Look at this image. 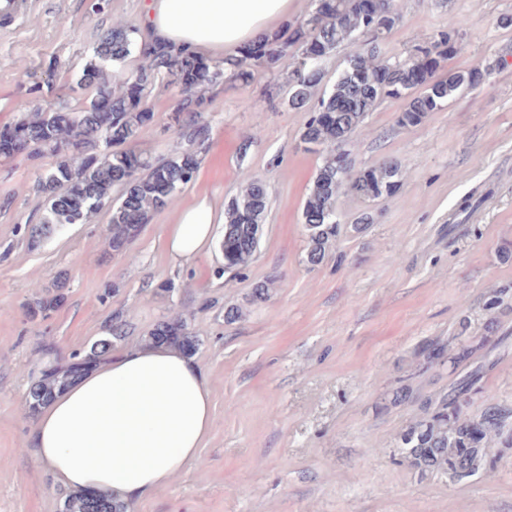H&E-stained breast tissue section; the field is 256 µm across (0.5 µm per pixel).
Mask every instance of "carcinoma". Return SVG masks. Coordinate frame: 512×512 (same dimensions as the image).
<instances>
[{"mask_svg": "<svg viewBox=\"0 0 512 512\" xmlns=\"http://www.w3.org/2000/svg\"><path fill=\"white\" fill-rule=\"evenodd\" d=\"M313 0V8L295 27L259 37L224 60L209 64L187 47H172L143 39L140 30L113 22L70 87L74 105L41 108L0 130V146L8 157L48 153L55 165L36 181L35 191L44 206L38 224L29 228L32 242L63 224H89L101 211L110 213L106 241L114 255L124 254L153 214L172 207L178 193L196 173L209 132V103L205 91L227 84L249 85L254 73L286 72L288 104L305 113L300 142L305 151L319 155L312 186L305 200L302 221L307 240L306 264L313 268L328 256L341 232L336 200L344 193L379 199L396 193L403 170L396 160L355 168L345 149L362 127L369 112L382 101L403 98L398 115L401 127H416L426 115L441 109L455 94L480 86L490 68L473 67L435 77L441 63L456 52L454 23L438 32L430 45L417 47L404 57L382 56L381 44L401 15L394 0H332L334 6ZM366 37L364 46L351 52L330 90L320 95L325 57L340 47ZM144 63L128 75L142 82L140 95L131 97L121 85H112V70L121 68L134 48ZM178 88L175 105L166 113L164 126L178 134L180 146L168 157L156 159L130 144L141 128L154 120L146 106L158 79ZM268 207L265 183L255 178L243 183L224 207L221 277L237 275L255 260L261 224ZM276 280L257 283L243 304L224 308L233 322L249 308L267 301ZM67 277L58 275L48 289L34 294L27 304L30 318H47L64 299ZM468 321L448 343L430 342L422 348L426 365L449 364L456 379L448 391L427 399L422 416L400 432V462L421 476L441 474L463 481L494 468L497 448H512V409L487 404L472 411L476 396L484 393V365L476 362L506 343L497 335L494 316L485 334L472 336ZM127 323L120 312L112 314L106 336L87 350L74 351L65 362L45 365L32 376L26 403L36 415L76 375V366L89 369L109 359L115 343L125 339ZM161 339L194 354L200 346L189 331L188 320L170 316L157 322L144 336L147 344ZM63 512H126L106 496L71 493Z\"/></svg>", "mask_w": 512, "mask_h": 512, "instance_id": "1", "label": "carcinoma"}]
</instances>
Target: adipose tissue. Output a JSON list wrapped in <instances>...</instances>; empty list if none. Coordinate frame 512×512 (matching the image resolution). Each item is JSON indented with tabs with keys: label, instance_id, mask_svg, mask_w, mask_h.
Wrapping results in <instances>:
<instances>
[{
	"label": "adipose tissue",
	"instance_id": "ef3b65f1",
	"mask_svg": "<svg viewBox=\"0 0 512 512\" xmlns=\"http://www.w3.org/2000/svg\"><path fill=\"white\" fill-rule=\"evenodd\" d=\"M291 0H148L145 27L160 42L213 56L234 53L287 16ZM224 215L201 198L164 228L171 258L188 263ZM212 424L195 358L134 344L86 370L40 413L31 440L56 484L127 504L170 485Z\"/></svg>",
	"mask_w": 512,
	"mask_h": 512
}]
</instances>
